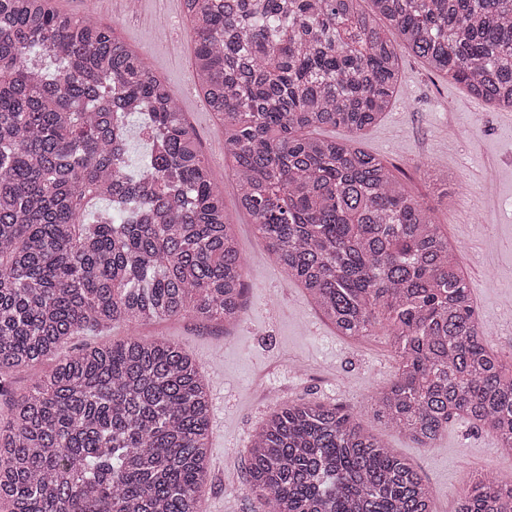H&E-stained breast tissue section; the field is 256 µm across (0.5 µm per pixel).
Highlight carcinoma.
<instances>
[{
	"label": "carcinoma",
	"instance_id": "carcinoma-1",
	"mask_svg": "<svg viewBox=\"0 0 512 512\" xmlns=\"http://www.w3.org/2000/svg\"><path fill=\"white\" fill-rule=\"evenodd\" d=\"M183 2L196 86L269 258L339 335L382 329L399 359L373 416L430 448L463 412L512 448V362L483 344L448 235L358 146L395 98L399 46L511 109L512 0ZM325 127L350 139L312 136ZM246 279L224 194L146 59L51 0H0V388L53 362L0 424L8 512H203L211 404L192 353L139 335L61 348L185 315L229 331ZM247 476L263 512H436L361 413L312 400L268 415ZM456 512H512V481H475Z\"/></svg>",
	"mask_w": 512,
	"mask_h": 512
}]
</instances>
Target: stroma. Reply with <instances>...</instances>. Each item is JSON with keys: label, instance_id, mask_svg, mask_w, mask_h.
I'll use <instances>...</instances> for the list:
<instances>
[{"label": "stroma", "instance_id": "stroma-1", "mask_svg": "<svg viewBox=\"0 0 512 512\" xmlns=\"http://www.w3.org/2000/svg\"><path fill=\"white\" fill-rule=\"evenodd\" d=\"M60 12L91 15L146 57L180 102L212 175L224 192L248 268L241 321L225 331L218 321L175 317L140 327L187 348L209 386L210 476L204 512H259L247 482L255 430L279 403L310 399L359 410L376 389L394 381L397 361L383 334L360 340L338 336L296 281L268 259L264 241L239 208L224 163V135L192 88L193 40L181 0H52ZM401 83L392 107L363 131L359 145L384 159L443 231L459 244V260L473 285L487 346L512 360V111L495 110L458 84L400 53ZM447 172L452 198L443 197L425 167ZM365 426L424 477L437 512H454L476 474L512 480V454L498 438L464 417H453L432 447L421 448L365 417Z\"/></svg>", "mask_w": 512, "mask_h": 512}]
</instances>
